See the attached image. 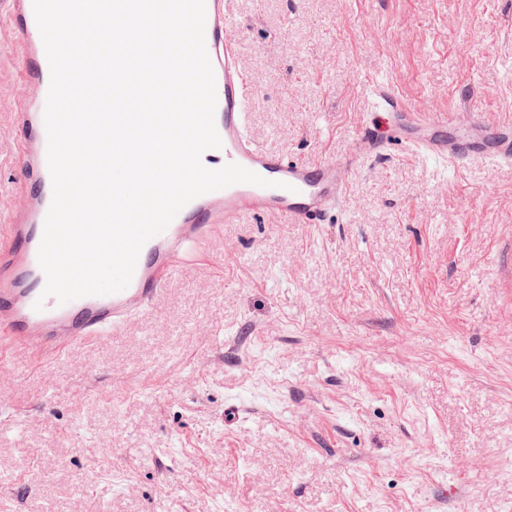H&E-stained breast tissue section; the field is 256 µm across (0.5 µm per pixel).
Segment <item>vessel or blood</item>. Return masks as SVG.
<instances>
[{
    "label": "vessel or blood",
    "instance_id": "obj_1",
    "mask_svg": "<svg viewBox=\"0 0 512 512\" xmlns=\"http://www.w3.org/2000/svg\"><path fill=\"white\" fill-rule=\"evenodd\" d=\"M9 22L22 36V72L13 90L15 123L22 132V175L10 223L0 225V356L29 354L39 369L71 348L117 334L135 317L154 313L163 288L180 265L194 258L222 224L247 215L272 216L291 224H321L338 205L343 174L367 155L382 153L392 141L438 162L512 164V120L488 123L473 118L456 126L448 111L420 112L388 91L377 95L383 125L363 128L354 151L335 160L290 159L259 147L249 127L251 84L236 51L235 0H205V42L216 83L215 124L221 148L206 150L211 169L235 163L267 179L203 194L185 205L142 248L133 277L122 291L86 296L68 303L44 296L45 274L38 261L53 187L47 161L44 121L50 67L33 0H9ZM42 310H35L36 301Z\"/></svg>",
    "mask_w": 512,
    "mask_h": 512
}]
</instances>
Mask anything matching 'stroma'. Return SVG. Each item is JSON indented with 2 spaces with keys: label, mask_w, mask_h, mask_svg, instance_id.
<instances>
[{
  "label": "stroma",
  "mask_w": 512,
  "mask_h": 512,
  "mask_svg": "<svg viewBox=\"0 0 512 512\" xmlns=\"http://www.w3.org/2000/svg\"><path fill=\"white\" fill-rule=\"evenodd\" d=\"M0 0V221L22 174ZM253 138L331 160L418 110L512 119V0H237ZM322 224H228L158 312L0 362V512H512V165L390 144ZM236 414L225 417L227 407Z\"/></svg>",
  "instance_id": "1"
}]
</instances>
